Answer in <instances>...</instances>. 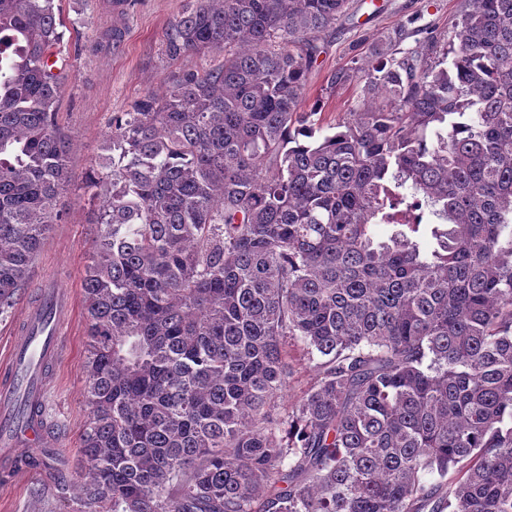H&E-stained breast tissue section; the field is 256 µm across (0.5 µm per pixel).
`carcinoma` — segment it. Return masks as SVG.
<instances>
[{"label":"carcinoma","instance_id":"1","mask_svg":"<svg viewBox=\"0 0 512 512\" xmlns=\"http://www.w3.org/2000/svg\"><path fill=\"white\" fill-rule=\"evenodd\" d=\"M56 10L0 0L4 316L69 183ZM348 10L192 0L167 54L223 61L112 121L78 512H512V0H469L447 63L381 36L328 124L302 101ZM289 337L320 362L284 417Z\"/></svg>","mask_w":512,"mask_h":512}]
</instances>
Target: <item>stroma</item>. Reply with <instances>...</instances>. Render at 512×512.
Returning <instances> with one entry per match:
<instances>
[{
    "mask_svg": "<svg viewBox=\"0 0 512 512\" xmlns=\"http://www.w3.org/2000/svg\"><path fill=\"white\" fill-rule=\"evenodd\" d=\"M64 21L57 54L66 80L58 105V120L72 148V181L57 201L61 215L35 262L31 283L11 313L0 317V359L21 336L27 311L44 283H56L72 297V310L61 330L60 354L48 371L49 421L58 424L47 466L13 472L0 478V512H73L70 495L62 494L51 469L75 471L77 450L87 418L82 396L86 375L87 342L82 318L83 291L89 251L96 235L99 190L93 181L109 139L114 117L133 111L149 93L161 92L170 78L183 70H202L218 64L222 53H190L174 59L165 48L167 29L190 5V0H132L118 6L114 0H57ZM354 21L323 32L321 52L309 75L305 105L321 106L326 122L334 124L355 104L359 91L350 86L329 89L327 76L350 67L380 35L418 17L446 52L453 27L467 0H350ZM122 33L120 44L106 43L107 30ZM291 371L288 388L278 401L281 413L293 411L316 380L315 363L302 341L289 340Z\"/></svg>",
    "mask_w": 512,
    "mask_h": 512,
    "instance_id": "35a3bbf8",
    "label": "stroma"
}]
</instances>
